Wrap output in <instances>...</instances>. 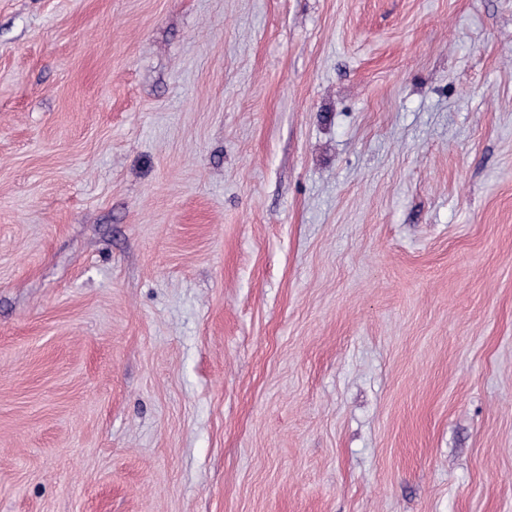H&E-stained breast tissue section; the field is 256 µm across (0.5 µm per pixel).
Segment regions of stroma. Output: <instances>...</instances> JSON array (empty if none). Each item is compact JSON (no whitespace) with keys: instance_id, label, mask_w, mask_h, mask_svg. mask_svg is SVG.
<instances>
[{"instance_id":"35a3bbf8","label":"stroma","mask_w":512,"mask_h":512,"mask_svg":"<svg viewBox=\"0 0 512 512\" xmlns=\"http://www.w3.org/2000/svg\"><path fill=\"white\" fill-rule=\"evenodd\" d=\"M0 512H512V0H0Z\"/></svg>"}]
</instances>
